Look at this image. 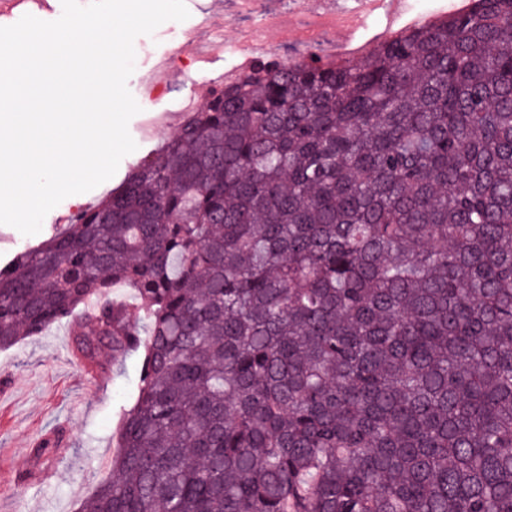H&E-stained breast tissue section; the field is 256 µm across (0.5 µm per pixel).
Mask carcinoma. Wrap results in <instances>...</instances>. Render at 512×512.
Instances as JSON below:
<instances>
[{"label":"carcinoma","mask_w":512,"mask_h":512,"mask_svg":"<svg viewBox=\"0 0 512 512\" xmlns=\"http://www.w3.org/2000/svg\"><path fill=\"white\" fill-rule=\"evenodd\" d=\"M63 322L143 354L78 512H512V0L215 90L0 267Z\"/></svg>","instance_id":"carcinoma-1"}]
</instances>
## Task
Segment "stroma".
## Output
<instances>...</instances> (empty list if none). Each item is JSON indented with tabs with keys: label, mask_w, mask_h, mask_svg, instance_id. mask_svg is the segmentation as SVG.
<instances>
[{
	"label": "stroma",
	"mask_w": 512,
	"mask_h": 512,
	"mask_svg": "<svg viewBox=\"0 0 512 512\" xmlns=\"http://www.w3.org/2000/svg\"><path fill=\"white\" fill-rule=\"evenodd\" d=\"M225 0H185L190 16L167 21L134 41V70L127 87L140 107L128 123L137 144L115 175L78 199H64L44 218L37 234L23 235L0 224L10 244H0V266L16 252L49 237L57 217L102 200L123 179L130 165L174 138L186 116L182 106L203 77L223 86L234 66L224 45L233 35L224 20ZM61 0H0V26L30 14L53 21ZM141 355L111 365L97 377L72 348L66 327L51 328L0 350V512H78L100 483L112 478L105 462L113 452L112 436L124 407L136 394ZM59 436L60 452L37 458L39 441ZM46 469L49 480H26V472Z\"/></svg>",
	"instance_id": "35a3bbf8"
}]
</instances>
